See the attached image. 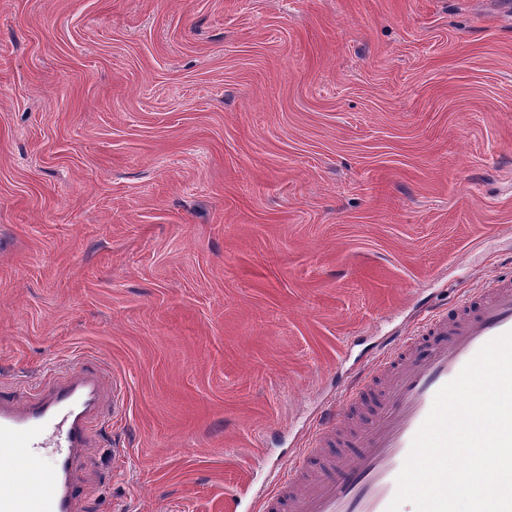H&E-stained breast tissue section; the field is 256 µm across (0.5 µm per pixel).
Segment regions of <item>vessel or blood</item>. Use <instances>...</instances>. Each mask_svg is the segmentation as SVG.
Wrapping results in <instances>:
<instances>
[{
    "mask_svg": "<svg viewBox=\"0 0 512 512\" xmlns=\"http://www.w3.org/2000/svg\"><path fill=\"white\" fill-rule=\"evenodd\" d=\"M512 331V279L469 295L413 331L388 342L375 371L359 373L341 400L321 413L314 443L274 475L255 512H387L397 476L437 392L494 338ZM382 397L358 435L357 454L331 463L326 478L304 465L345 425L375 383ZM106 377L77 363L45 394L32 400L0 398V512H75V471L88 446L87 430L101 410Z\"/></svg>",
    "mask_w": 512,
    "mask_h": 512,
    "instance_id": "obj_1",
    "label": "vessel or blood"
}]
</instances>
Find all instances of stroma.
Here are the masks:
<instances>
[{"mask_svg": "<svg viewBox=\"0 0 512 512\" xmlns=\"http://www.w3.org/2000/svg\"><path fill=\"white\" fill-rule=\"evenodd\" d=\"M503 275L496 0H0V391L106 365L79 512H252Z\"/></svg>", "mask_w": 512, "mask_h": 512, "instance_id": "35a3bbf8", "label": "stroma"}]
</instances>
